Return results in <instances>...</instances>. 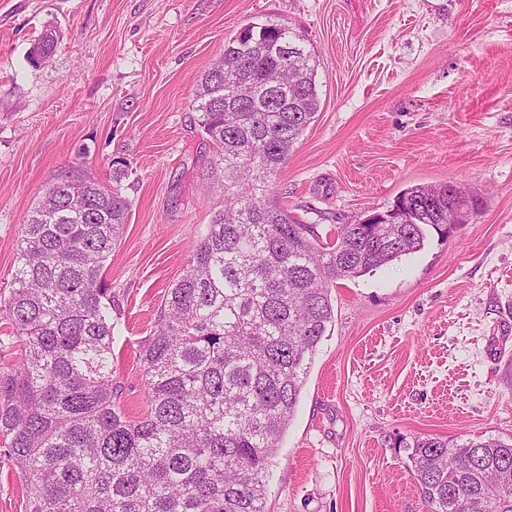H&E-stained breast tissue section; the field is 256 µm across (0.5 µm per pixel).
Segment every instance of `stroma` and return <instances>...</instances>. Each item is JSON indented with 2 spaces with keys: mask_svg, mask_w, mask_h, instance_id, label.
Here are the masks:
<instances>
[{
  "mask_svg": "<svg viewBox=\"0 0 512 512\" xmlns=\"http://www.w3.org/2000/svg\"><path fill=\"white\" fill-rule=\"evenodd\" d=\"M248 22L302 34L316 121L272 182L300 220L338 225L405 189L480 202L449 236L331 292L265 512H425L402 440L512 441V0H0V290L47 183L127 161L112 285L119 402L147 412L138 346L197 231L224 206L194 109L200 76ZM43 65L29 50L45 30Z\"/></svg>",
  "mask_w": 512,
  "mask_h": 512,
  "instance_id": "obj_1",
  "label": "stroma"
}]
</instances>
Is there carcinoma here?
Returning a JSON list of instances; mask_svg holds the SVG:
<instances>
[{
  "mask_svg": "<svg viewBox=\"0 0 512 512\" xmlns=\"http://www.w3.org/2000/svg\"><path fill=\"white\" fill-rule=\"evenodd\" d=\"M47 30L29 60L51 57ZM257 95L241 112L231 86ZM316 55L282 24L247 23L196 92L211 177L224 208L163 296L138 350L146 416L127 417L112 377V288L105 272L131 202L112 163L49 182L22 225L0 313L21 342L0 374V440L28 488L24 512H264L266 478L314 351L333 322V283L446 236L448 185L403 191L404 224L336 227L322 243L277 203L270 183L321 100ZM426 512H512V444L437 438L405 444Z\"/></svg>",
  "mask_w": 512,
  "mask_h": 512,
  "instance_id": "carcinoma-1",
  "label": "carcinoma"
}]
</instances>
